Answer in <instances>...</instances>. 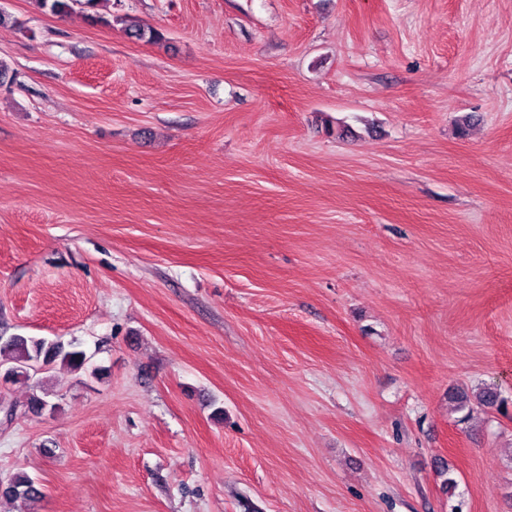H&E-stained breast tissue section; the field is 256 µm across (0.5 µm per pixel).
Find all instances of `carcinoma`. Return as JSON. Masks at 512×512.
Instances as JSON below:
<instances>
[{"mask_svg":"<svg viewBox=\"0 0 512 512\" xmlns=\"http://www.w3.org/2000/svg\"><path fill=\"white\" fill-rule=\"evenodd\" d=\"M0 359L11 362L10 379L14 381L22 378L30 379L28 367L31 365L46 366L50 369L60 365L76 371L86 364L84 352L76 349L68 350L59 342L30 336H15L0 342ZM455 402L457 410L463 413L461 421L465 422L471 418L474 409L498 406L502 403V399L496 387L486 385L472 397L464 392L457 394ZM0 494L9 500H30L39 497L41 491L26 473L18 472L9 479V488L0 491Z\"/></svg>","mask_w":512,"mask_h":512,"instance_id":"obj_1","label":"carcinoma"}]
</instances>
